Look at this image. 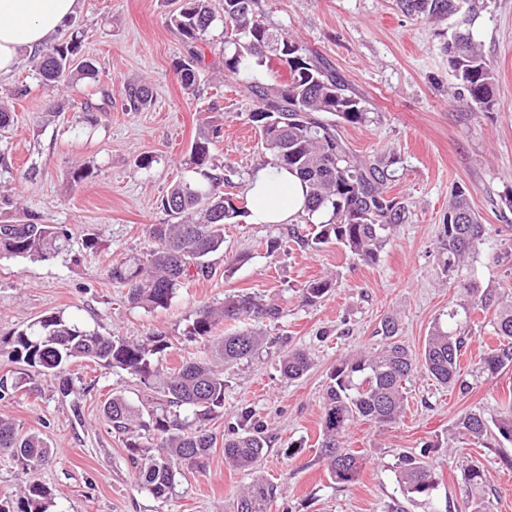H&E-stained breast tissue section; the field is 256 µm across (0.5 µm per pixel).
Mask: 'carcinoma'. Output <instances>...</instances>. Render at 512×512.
Masks as SVG:
<instances>
[{
    "mask_svg": "<svg viewBox=\"0 0 512 512\" xmlns=\"http://www.w3.org/2000/svg\"><path fill=\"white\" fill-rule=\"evenodd\" d=\"M171 16L188 55L174 68L183 87H196L203 61L195 46L221 30L224 38V72L235 77H253L263 71L268 83L255 82L252 91L262 107L251 115L268 157L263 164L295 173L306 188L304 220L325 213L317 232L304 239L312 249L336 242L359 262L375 263L389 241L393 228L407 218V207L389 194L392 173L379 163L367 164L347 147L336 122L323 114L337 116L350 124L368 120L361 100L345 93V86L323 63L307 53L299 42L270 27L258 10V0H178ZM409 15L432 19L458 11L463 0H396ZM448 65L480 110L495 105L494 75L471 37L456 33L445 46ZM30 67L46 84L69 85L82 79L97 80L98 68L84 57L82 39L54 44L29 60ZM152 96L145 85L126 89V106L139 112ZM220 128L200 130L192 142L189 167L195 177L171 188L161 200L167 217L164 224L149 225L154 247L145 257L132 256L112 261L109 276L127 288L128 302L138 308L167 307L185 281L208 274L207 257L224 247V225L248 215L224 197L225 178L214 174V148ZM484 225L472 210L466 188L456 187L448 205L446 224L438 238L436 256L442 272L451 277L477 257L484 244ZM71 249L68 230L48 224L35 215L23 224H0V258L23 257L49 260ZM333 288L328 279H314L301 287L302 298L315 304ZM468 305L485 309L494 303L489 289L473 283L461 285ZM279 308L252 296H232L219 306L204 305L185 329L189 339L204 341L215 326L241 319H275ZM498 346L482 362V372L493 377L512 366V304H503L492 324ZM379 348L340 359L327 384L321 420V457L332 481L351 484L358 480L363 459L346 448L351 425L361 420L377 427L397 424L405 410L404 382L417 371L436 383L469 389L461 380V360L466 336L436 326L427 336L420 354L399 339L398 321L381 320ZM263 347V338L252 331L228 335L202 359L178 367L163 364L171 343L161 333L143 340L104 336L95 330L50 314L0 340L11 358L39 372L60 378L62 390H70L63 377L74 360H88L103 369H121L140 383L144 398L135 405L123 394L114 393L104 406L112 432L122 438L128 459L135 469L136 485L157 499L165 497L183 467H201L215 445L207 421L224 410V364L249 360ZM309 368L305 351L290 349L282 355L280 369L289 379L301 378ZM512 442V401L499 415L487 418L469 411L455 422V434L476 447H485L491 429ZM269 437L262 421L252 411L241 413L236 428L224 437V460L239 470H255L268 451ZM7 454L25 474L56 460V453L34 433L24 434L16 423L0 417V454ZM430 448L399 457L396 480L404 495L430 498L437 479L426 461ZM468 512H486V480L481 466L464 470ZM274 488L254 479L237 498L236 512H267ZM47 489L28 483L23 489L0 495V512H47Z\"/></svg>",
    "mask_w": 512,
    "mask_h": 512,
    "instance_id": "1",
    "label": "carcinoma"
}]
</instances>
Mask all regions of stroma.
<instances>
[{
    "label": "stroma",
    "mask_w": 512,
    "mask_h": 512,
    "mask_svg": "<svg viewBox=\"0 0 512 512\" xmlns=\"http://www.w3.org/2000/svg\"><path fill=\"white\" fill-rule=\"evenodd\" d=\"M174 8V0H82L83 49L98 66L99 90L112 100L96 123L87 122L82 109L86 82L44 85L24 59L0 80V102L14 114L13 124L0 130V193L73 236L71 252L50 260L0 258V338L60 314L105 335L165 334L173 366L240 328L224 321L209 342L187 340L184 330L200 305L246 294L274 302L278 319L253 325L265 338L258 356L225 366L224 411L208 423L220 441L241 410L252 409L267 427L268 453L254 475L229 467L219 444L204 466L185 468L167 498H155L136 486L124 445L103 414L112 393L138 402L139 383L124 371L76 361L66 369L72 384L64 394L56 377L24 372L0 352V377L25 380L22 390L0 401V416L40 434L59 454L26 474L0 459V492L40 483L51 494L48 512H234L242 488L259 475L276 489L268 512H391L396 504L405 512H431L435 504L466 512L463 472L476 462L486 475L488 512H512V470L502 465L512 459V442L494 439L476 448L454 433L464 412L490 417L512 397V367L492 378L481 370L495 310H461L455 280L436 258L450 193L465 186L486 232L480 255L458 278L512 300V0H464L444 20L406 15L393 0H259L269 24L299 40L361 99L368 121L341 124V135L362 160L392 163L391 192L404 199L408 218L370 265L335 243L315 251L295 242V235L312 234V225L240 218L225 225L211 273L187 281L167 308L147 311L127 302L108 268L151 248L146 228L163 222L162 197L189 178V148L203 121L221 129L216 163L230 180L225 193L236 201H244L247 177L263 158L249 121L260 102L248 81L224 72L220 41L201 42L198 84L192 91L182 86L173 62L188 47L170 23ZM457 28L470 31L493 71L490 111L470 107L448 66L444 46ZM137 84L150 86L152 102L126 111L125 89ZM59 101L64 107L57 113ZM146 155L155 163L139 168ZM80 166L93 175L76 184L72 172ZM86 238L94 248H83ZM271 238L282 242L272 256L265 246ZM239 256L244 264H236ZM317 278L334 287L320 302L305 304L300 287ZM390 315L416 352L434 324L462 328L469 336L462 360L469 390L442 388L415 373L398 424L351 426L347 445L365 465L356 483L339 485L320 458L323 394L337 360L376 348L375 330ZM293 347L305 349L311 361L297 380L286 378L279 363ZM291 442L300 450L289 458L284 450ZM428 442L436 446L429 461L438 486L432 500H411L396 481V466L401 454Z\"/></svg>",
    "instance_id": "1"
}]
</instances>
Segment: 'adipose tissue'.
<instances>
[{
  "label": "adipose tissue",
  "mask_w": 512,
  "mask_h": 512,
  "mask_svg": "<svg viewBox=\"0 0 512 512\" xmlns=\"http://www.w3.org/2000/svg\"><path fill=\"white\" fill-rule=\"evenodd\" d=\"M81 0H0V78L10 76L22 55L42 49L76 17ZM254 224H288L301 213L303 187L284 170L259 166L246 190Z\"/></svg>",
  "instance_id": "ef3b65f1"
}]
</instances>
